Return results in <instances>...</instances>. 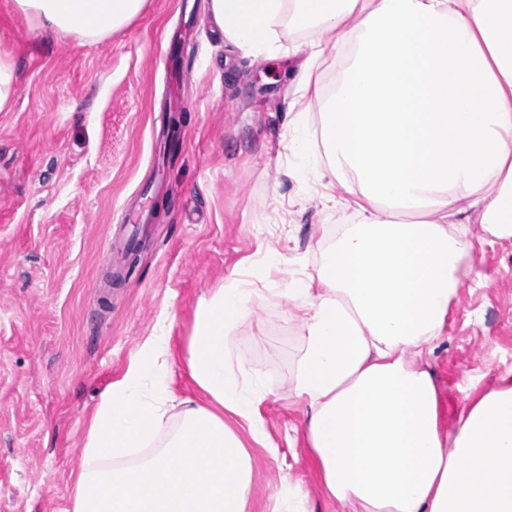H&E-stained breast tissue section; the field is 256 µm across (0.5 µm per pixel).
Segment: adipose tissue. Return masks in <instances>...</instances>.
Listing matches in <instances>:
<instances>
[{
	"label": "adipose tissue",
	"instance_id": "adipose-tissue-1",
	"mask_svg": "<svg viewBox=\"0 0 512 512\" xmlns=\"http://www.w3.org/2000/svg\"><path fill=\"white\" fill-rule=\"evenodd\" d=\"M38 37L108 38L147 0H14ZM250 52L281 20L310 34L298 84L327 57L346 66L315 136L291 143L327 187L358 196L314 275L280 293L300 321L291 379L326 494L352 512H512V380L464 407L452 434L423 358L443 338L468 227L512 238V0H208ZM409 214L390 221L387 208ZM268 296L238 281L201 298L187 365L205 407L170 387L157 324L102 396L74 512H247L252 458L223 412L264 392L238 377L228 333Z\"/></svg>",
	"mask_w": 512,
	"mask_h": 512
}]
</instances>
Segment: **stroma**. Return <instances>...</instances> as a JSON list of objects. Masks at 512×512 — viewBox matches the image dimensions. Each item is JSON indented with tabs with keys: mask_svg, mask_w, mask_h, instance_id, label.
Returning a JSON list of instances; mask_svg holds the SVG:
<instances>
[{
	"mask_svg": "<svg viewBox=\"0 0 512 512\" xmlns=\"http://www.w3.org/2000/svg\"><path fill=\"white\" fill-rule=\"evenodd\" d=\"M207 0H147L105 40L30 36L7 9L0 50L16 64L12 108L0 112V512H72L87 431L102 394L126 374L162 311L170 313L171 388L211 400L186 350L201 297L238 279L260 292L314 273L350 213L321 205L323 186L288 143L304 32L285 22L254 57L226 40ZM185 84L164 107V38L184 12ZM179 119L180 144L158 127ZM147 201L152 221L125 249L122 211ZM473 249L458 270L441 346L428 357L439 424L512 373V238ZM282 259L266 262L270 250ZM271 301L229 333L233 362L259 374L251 418L224 422L252 455L248 512H273L282 479L311 512H350L324 492L305 433L306 405L289 391L301 325ZM263 431V443L251 435Z\"/></svg>",
	"mask_w": 512,
	"mask_h": 512,
	"instance_id": "1",
	"label": "stroma"
}]
</instances>
